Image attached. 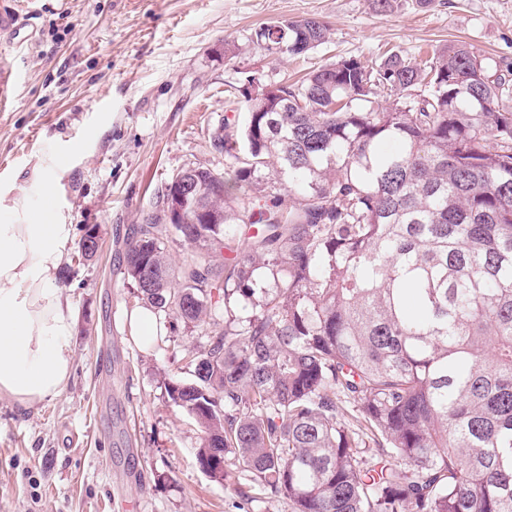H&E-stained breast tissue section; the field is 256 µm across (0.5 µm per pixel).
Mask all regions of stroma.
<instances>
[{"mask_svg":"<svg viewBox=\"0 0 512 512\" xmlns=\"http://www.w3.org/2000/svg\"><path fill=\"white\" fill-rule=\"evenodd\" d=\"M38 0L33 42L0 33V69L17 76L0 112V198L38 206V172L59 159L56 214L75 236L101 229L96 258L68 254L61 282L75 316L71 376L31 407L0 398V512H292L227 457L229 478L199 468L202 428L168 401L196 333L183 322L143 347L127 313L138 293L121 272L131 225L162 206L177 172L224 169L212 136L244 111L224 91L257 75L396 50L410 57L455 40L512 80V0ZM317 16L329 42L303 57L251 41L260 24ZM237 51L225 55V44Z\"/></svg>","mask_w":512,"mask_h":512,"instance_id":"1","label":"stroma"}]
</instances>
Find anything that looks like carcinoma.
I'll return each instance as SVG.
<instances>
[{
  "mask_svg": "<svg viewBox=\"0 0 512 512\" xmlns=\"http://www.w3.org/2000/svg\"><path fill=\"white\" fill-rule=\"evenodd\" d=\"M330 28L260 26L306 55ZM463 40L228 89L181 224L126 239L123 274L206 341L168 399L293 512H512V83ZM288 190L283 199L280 190ZM191 247L179 271L165 240Z\"/></svg>",
  "mask_w": 512,
  "mask_h": 512,
  "instance_id": "1",
  "label": "carcinoma"
}]
</instances>
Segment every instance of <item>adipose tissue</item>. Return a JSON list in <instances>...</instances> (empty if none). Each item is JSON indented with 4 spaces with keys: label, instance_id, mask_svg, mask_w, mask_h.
Returning <instances> with one entry per match:
<instances>
[{
    "label": "adipose tissue",
    "instance_id": "ef3b65f1",
    "mask_svg": "<svg viewBox=\"0 0 512 512\" xmlns=\"http://www.w3.org/2000/svg\"><path fill=\"white\" fill-rule=\"evenodd\" d=\"M73 227L22 199L0 212V397H57L72 369L75 318L60 287Z\"/></svg>",
    "mask_w": 512,
    "mask_h": 512
}]
</instances>
